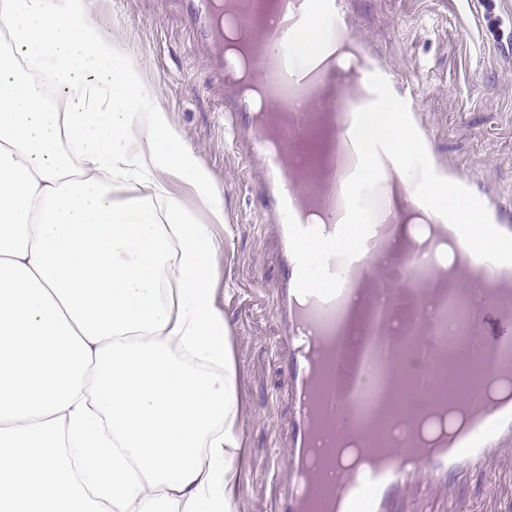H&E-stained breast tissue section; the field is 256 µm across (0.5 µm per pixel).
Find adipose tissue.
<instances>
[{
  "label": "adipose tissue",
  "mask_w": 512,
  "mask_h": 512,
  "mask_svg": "<svg viewBox=\"0 0 512 512\" xmlns=\"http://www.w3.org/2000/svg\"><path fill=\"white\" fill-rule=\"evenodd\" d=\"M1 34L0 512H236L220 193L89 0H0ZM163 179L170 193L180 199L187 208L194 211L197 219L202 224L209 222L210 215L208 211L204 208L195 189L187 180L169 173L164 174Z\"/></svg>",
  "instance_id": "ef3b65f1"
}]
</instances>
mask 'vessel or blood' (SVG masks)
Returning a JSON list of instances; mask_svg holds the SVG:
<instances>
[{"instance_id": "1", "label": "vessel or blood", "mask_w": 512, "mask_h": 512, "mask_svg": "<svg viewBox=\"0 0 512 512\" xmlns=\"http://www.w3.org/2000/svg\"><path fill=\"white\" fill-rule=\"evenodd\" d=\"M344 2L285 0V9L266 20L262 14L267 0H238L233 14L236 22L247 26L264 20L256 44L259 74L269 80L274 101L291 109L287 126L279 132L280 151L265 154L262 181L264 208L283 239L288 236L283 217L287 209L303 226H310L312 216L317 215L324 234L335 232L345 212V184L357 164L354 115L373 98L368 78L378 73L390 88L399 84L388 65L367 46L355 42ZM316 16L324 22L323 37L333 52L314 61H298L290 55L289 45ZM400 98L435 171L457 180L456 171L435 151L417 95L409 90ZM381 165L383 192L377 198V216L363 253L343 264L335 259L329 263L330 268L344 271L341 288L333 298L299 295L295 290L296 262L290 249L282 251L286 272L275 290V306L284 331L282 369L288 382L292 431L286 459L289 483L277 494L275 512H354L361 500L366 512H390L392 501L421 475L446 483L484 464L496 450L512 446V401L491 406L484 398L487 384L498 375H512V289L500 287L506 268L478 259L457 229L425 207L403 184L391 160L382 159ZM476 195L493 224L512 234V215L484 190H477ZM409 208L421 221L422 231L402 245L393 238L390 227L403 223ZM443 243L465 260L453 297L470 311L467 332L481 356L479 377L458 391L469 421L416 465L389 463L366 474L339 475L332 450L342 434L379 431L389 448L415 447L416 434L391 428L393 413L389 410L377 407L369 417H362V373L348 359L345 345L336 348L330 381L316 388L314 364L300 338L332 336L339 331L365 336L362 325L346 322L353 308H364L378 316L380 335L389 340L406 338L411 343L398 366L407 387L416 391L413 410H421L426 399L446 396L449 383L460 380L465 360L464 354L448 348L447 303L432 298L427 280L416 272L411 275L413 302L402 301L391 287L405 257L421 252L436 255Z\"/></svg>"}]
</instances>
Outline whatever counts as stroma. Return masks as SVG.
Masks as SVG:
<instances>
[{"label":"stroma","instance_id":"obj_1","mask_svg":"<svg viewBox=\"0 0 512 512\" xmlns=\"http://www.w3.org/2000/svg\"><path fill=\"white\" fill-rule=\"evenodd\" d=\"M355 34L402 80L420 84L421 106L444 160L461 177L512 201V54L494 42L512 32V0H486L473 22L461 0H346ZM191 0H92L103 33L132 54L155 84L169 120L224 197L213 226L214 274L238 375L243 451L237 461V512H272L275 487L262 459L287 455L290 413L277 356L281 324L273 290L284 272L277 232L264 221L256 165L235 143L229 100L190 19ZM393 512H512V447L488 472L445 488L421 478Z\"/></svg>","mask_w":512,"mask_h":512}]
</instances>
